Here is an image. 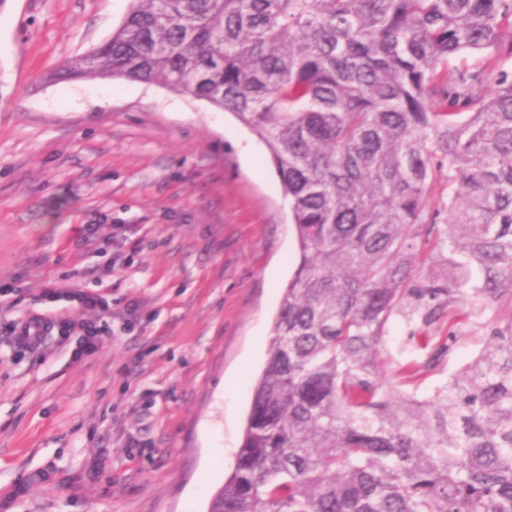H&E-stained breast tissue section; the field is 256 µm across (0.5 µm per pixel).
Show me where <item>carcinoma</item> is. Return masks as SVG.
I'll return each instance as SVG.
<instances>
[{
  "mask_svg": "<svg viewBox=\"0 0 512 512\" xmlns=\"http://www.w3.org/2000/svg\"><path fill=\"white\" fill-rule=\"evenodd\" d=\"M511 32L512 0H132L55 72L230 112L291 201L294 277L208 512H512ZM462 322L479 350L419 396Z\"/></svg>",
  "mask_w": 512,
  "mask_h": 512,
  "instance_id": "carcinoma-1",
  "label": "carcinoma"
}]
</instances>
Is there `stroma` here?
I'll return each instance as SVG.
<instances>
[{
    "mask_svg": "<svg viewBox=\"0 0 512 512\" xmlns=\"http://www.w3.org/2000/svg\"><path fill=\"white\" fill-rule=\"evenodd\" d=\"M130 7H0V512H207L294 272L290 200L249 128L159 84L54 78ZM50 313L106 326L81 353L12 336Z\"/></svg>",
    "mask_w": 512,
    "mask_h": 512,
    "instance_id": "1",
    "label": "stroma"
}]
</instances>
